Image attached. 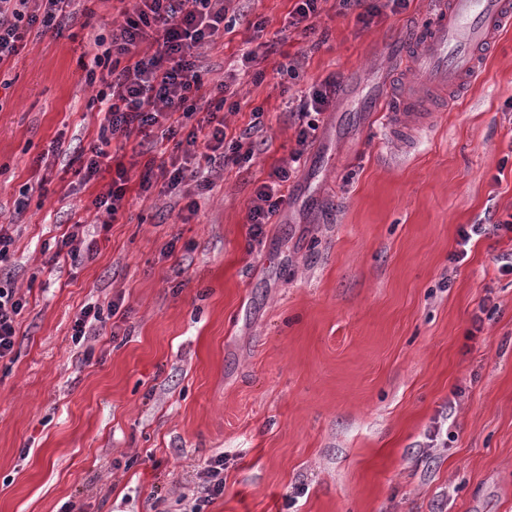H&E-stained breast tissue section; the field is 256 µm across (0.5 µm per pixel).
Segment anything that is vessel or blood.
<instances>
[{"label": "vessel or blood", "mask_w": 512, "mask_h": 512, "mask_svg": "<svg viewBox=\"0 0 512 512\" xmlns=\"http://www.w3.org/2000/svg\"><path fill=\"white\" fill-rule=\"evenodd\" d=\"M512 28V0H436L434 13L415 29L406 55L415 72L402 97L456 94L477 88L488 50Z\"/></svg>", "instance_id": "vessel-or-blood-1"}]
</instances>
